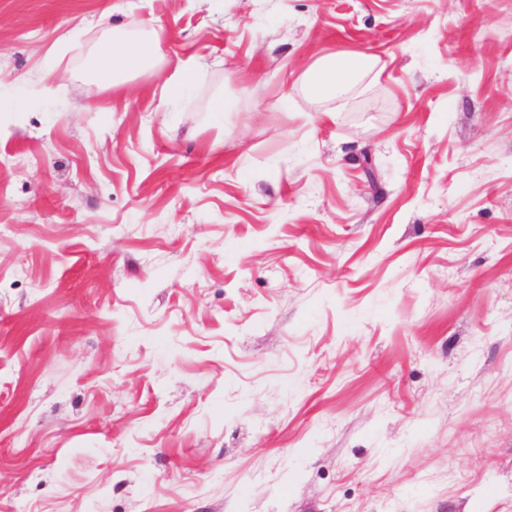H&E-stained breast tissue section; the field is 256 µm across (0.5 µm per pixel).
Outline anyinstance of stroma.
Here are the masks:
<instances>
[{
  "label": "stroma",
  "mask_w": 512,
  "mask_h": 512,
  "mask_svg": "<svg viewBox=\"0 0 512 512\" xmlns=\"http://www.w3.org/2000/svg\"><path fill=\"white\" fill-rule=\"evenodd\" d=\"M0 96V512H512V0H0ZM135 27L133 31L115 27L102 34L84 62L83 73L88 81L121 89L156 65L157 31L146 22L136 23ZM375 66L373 58L364 53L322 54L306 73L305 91L314 100L346 96Z\"/></svg>",
  "instance_id": "stroma-1"
}]
</instances>
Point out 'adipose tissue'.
<instances>
[{
	"mask_svg": "<svg viewBox=\"0 0 512 512\" xmlns=\"http://www.w3.org/2000/svg\"><path fill=\"white\" fill-rule=\"evenodd\" d=\"M156 36L154 26L146 22L137 23L132 31L115 27L105 32L84 62L85 77L112 89L127 87L135 76L156 65ZM375 66L373 58L363 53L322 54L305 76V91L315 100L346 96Z\"/></svg>",
	"mask_w": 512,
	"mask_h": 512,
	"instance_id": "obj_1",
	"label": "adipose tissue"
}]
</instances>
